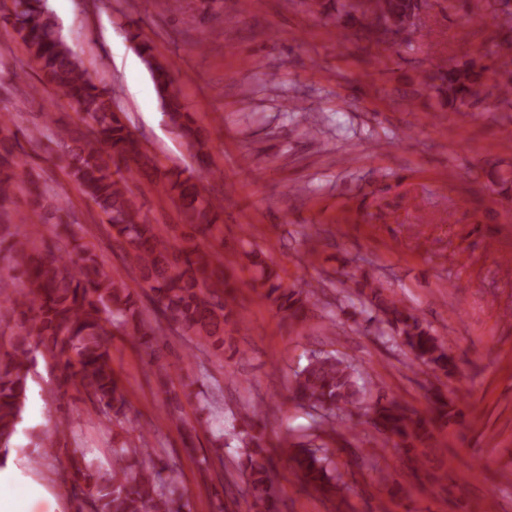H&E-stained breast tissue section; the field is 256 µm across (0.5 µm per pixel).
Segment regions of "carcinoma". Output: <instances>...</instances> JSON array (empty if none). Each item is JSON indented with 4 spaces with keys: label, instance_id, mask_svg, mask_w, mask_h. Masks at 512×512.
<instances>
[{
    "label": "carcinoma",
    "instance_id": "obj_1",
    "mask_svg": "<svg viewBox=\"0 0 512 512\" xmlns=\"http://www.w3.org/2000/svg\"><path fill=\"white\" fill-rule=\"evenodd\" d=\"M12 26L24 44L45 84L56 88L81 114L82 125L59 124L43 113V121L28 129V138L39 142L55 138L63 143L68 158V176L79 191L100 210L124 255L131 260L132 277L146 294L145 306L138 293L122 277H114L100 265L93 249L85 244L63 242L59 232L48 227L55 212L44 204L45 191L17 172L14 147L0 145V203L20 190L33 196L37 208L46 212L38 219L24 214L0 217V245L17 258L14 270L25 278V300L17 302L24 331L14 337L12 351L0 356V467L14 448L28 398L30 381L38 366L57 369L52 391L63 399L73 390L93 407L98 423L109 426L126 418L127 400L112 371L110 347L114 331L132 337L146 350L159 343L160 323L195 338L197 344L224 348L225 337L240 331L242 320L228 307L227 298L238 288L224 271L220 252L201 249L199 239L214 236L218 229L221 201L202 193L204 170L185 178L161 171L157 162L128 130L106 88L91 83L82 58L63 38L46 0H15ZM418 0H369L366 12L385 21V29L366 26L369 33L397 34L411 24ZM139 55L156 58L152 42L140 32L132 35ZM151 77L173 131L196 148L205 162L208 135L193 114L184 111L181 90L174 85L169 67L149 64ZM487 67L474 61L441 67L428 76V83L448 98L465 106L486 95ZM156 174L157 191L178 203L183 224L193 234L179 246L169 243L168 230L150 223L141 214L128 183ZM258 268L257 281L267 289L279 311L302 319L317 289L286 287L279 275L255 254L247 253ZM360 309L353 316L367 324L377 322L397 336L418 364L445 375L452 372V358L445 342L430 325L420 320L401 300L384 294L371 275L363 276L358 289ZM367 379L351 361L333 352H313L295 374L293 396L301 404L321 410L345 423L360 408ZM256 408L241 416L242 425L231 426L227 436L244 449L239 464L248 473L251 508L254 512H279L273 491L276 466L267 448ZM448 416V401L435 395L433 415L420 416L396 401L376 405L372 427L396 447L413 448L429 439L431 426ZM144 452L128 442L112 448V465L105 467L77 452L65 453L60 478L69 488L76 512H191L175 465L143 467L137 457ZM288 467L303 483L327 494L341 493L346 483L334 477L327 457L319 450L296 448L288 454Z\"/></svg>",
    "mask_w": 512,
    "mask_h": 512
}]
</instances>
